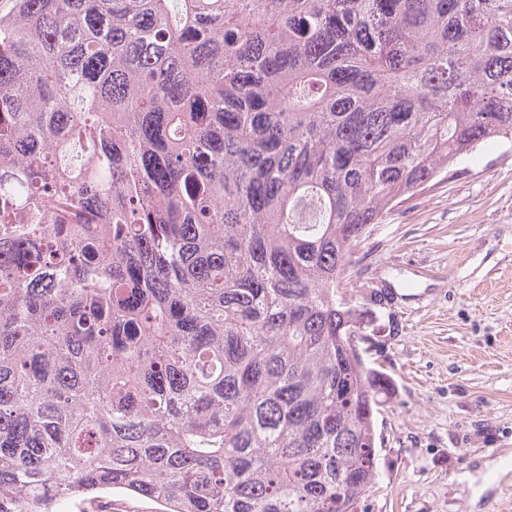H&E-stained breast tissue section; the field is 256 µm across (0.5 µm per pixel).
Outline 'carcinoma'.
Returning a JSON list of instances; mask_svg holds the SVG:
<instances>
[{
    "label": "carcinoma",
    "mask_w": 512,
    "mask_h": 512,
    "mask_svg": "<svg viewBox=\"0 0 512 512\" xmlns=\"http://www.w3.org/2000/svg\"><path fill=\"white\" fill-rule=\"evenodd\" d=\"M512 141V0L0 15V512H353L386 374L339 289ZM161 509L163 507L151 499H132L119 492L101 494L88 501L70 499L62 505L64 512H160Z\"/></svg>",
    "instance_id": "obj_1"
}]
</instances>
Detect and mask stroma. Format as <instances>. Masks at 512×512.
<instances>
[{"instance_id": "35a3bbf8", "label": "stroma", "mask_w": 512, "mask_h": 512, "mask_svg": "<svg viewBox=\"0 0 512 512\" xmlns=\"http://www.w3.org/2000/svg\"><path fill=\"white\" fill-rule=\"evenodd\" d=\"M346 299L389 387L354 512H512V142L465 158L360 246ZM63 512H161L113 492Z\"/></svg>"}]
</instances>
